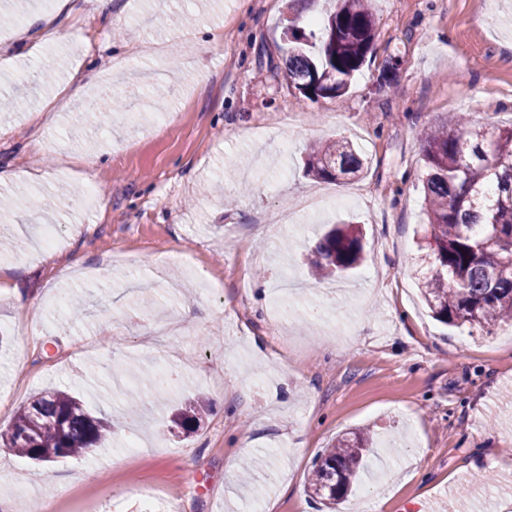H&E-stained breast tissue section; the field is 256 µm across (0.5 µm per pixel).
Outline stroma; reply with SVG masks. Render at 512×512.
Returning a JSON list of instances; mask_svg holds the SVG:
<instances>
[{"mask_svg":"<svg viewBox=\"0 0 512 512\" xmlns=\"http://www.w3.org/2000/svg\"><path fill=\"white\" fill-rule=\"evenodd\" d=\"M0 0V429L37 393L61 389L111 414L112 445L34 464L0 447V512H328L308 491L313 461L343 434H374L375 465L346 506L485 512L512 501V328L443 325L419 291L420 131L458 112L512 124V0H374L369 62L336 99H306L283 77V0ZM49 16L54 43L27 55L18 23ZM396 69L385 70L389 57ZM96 77L55 113L29 111L77 69ZM159 99L162 108L147 105ZM110 128H95L111 100ZM347 138L369 168L337 182L304 175L314 144ZM111 150L93 170L74 151ZM97 197L68 203L86 178ZM350 195L344 207L326 197ZM365 229V261L328 287L303 257L324 225ZM61 245L39 252L43 225ZM290 273L288 305L271 290ZM83 295L79 311L61 295ZM32 301L20 312L14 294ZM150 309H141L143 299ZM319 304L316 325L295 310ZM181 369V394L210 411L191 435L172 402L128 412L102 364ZM141 446L124 451L130 433ZM249 483L229 472L239 449ZM51 471L66 481L54 494ZM478 472L490 485L473 483ZM25 485L17 497V485Z\"/></svg>","mask_w":512,"mask_h":512,"instance_id":"stroma-1","label":"stroma"}]
</instances>
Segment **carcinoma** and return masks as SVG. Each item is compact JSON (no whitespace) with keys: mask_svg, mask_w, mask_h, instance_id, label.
Masks as SVG:
<instances>
[{"mask_svg":"<svg viewBox=\"0 0 512 512\" xmlns=\"http://www.w3.org/2000/svg\"><path fill=\"white\" fill-rule=\"evenodd\" d=\"M373 0H340L320 31L296 15L288 25L285 77L307 99L343 96L355 72L373 52L376 37ZM428 224L425 236L435 263L422 282L434 317L456 327L490 331L512 326V125L487 128L469 114L421 132ZM366 158L353 144L331 140L313 150L306 172L323 180L363 170ZM359 228H334L317 242L310 260L317 279H337L362 259ZM135 383L125 404L136 408L140 391H151L156 375L126 366ZM207 407L199 396L177 406L172 423L184 433L200 427ZM112 442V416H93L82 401L61 390H46L22 407L12 425L0 431V446L37 462L80 457ZM372 438L364 432L338 440L315 461L311 496L336 505L370 467Z\"/></svg>","mask_w":512,"mask_h":512,"instance_id":"carcinoma-1","label":"carcinoma"}]
</instances>
